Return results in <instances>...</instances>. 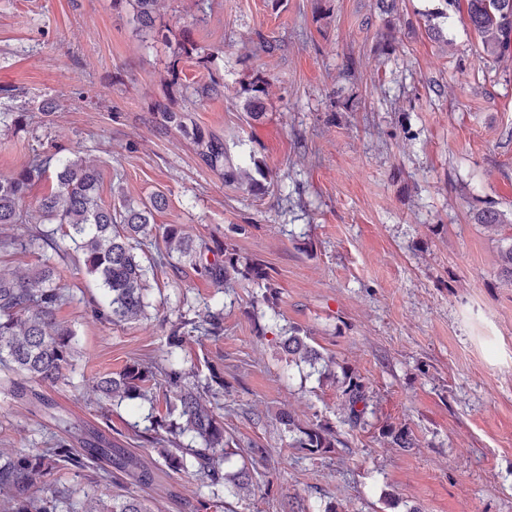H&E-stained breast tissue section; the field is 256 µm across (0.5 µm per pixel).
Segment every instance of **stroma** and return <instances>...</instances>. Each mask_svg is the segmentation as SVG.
Masks as SVG:
<instances>
[{
	"label": "stroma",
	"mask_w": 512,
	"mask_h": 512,
	"mask_svg": "<svg viewBox=\"0 0 512 512\" xmlns=\"http://www.w3.org/2000/svg\"><path fill=\"white\" fill-rule=\"evenodd\" d=\"M445 10L442 39L420 22ZM161 39L112 0H0V176L37 153L79 152L101 175L102 205L156 194L158 225L220 241L264 264L275 304L254 286L215 287L188 265L147 278L145 317L112 325L93 307L103 291L68 241L23 252L0 246V272L25 275L50 256L69 298L56 319L79 339L65 382L41 386L58 413L0 398V453L65 436L58 418L105 432L154 472L146 486L115 479L154 512H198L193 473L169 471L136 437L149 411L113 405L89 386L137 357L165 358L186 309L219 311L224 336L185 345L180 368L224 373V427L263 448L267 487L227 494L242 512H512V284L500 274L508 227L478 211L512 213V38L500 61L445 0H160ZM190 30L206 63L174 61ZM177 68L179 107L221 135L234 160L263 158L270 190L225 184L196 147L152 112ZM271 83L261 118L246 122L256 79ZM307 330L323 354L369 383L374 413L348 449L311 457L289 447L280 409L340 425L334 384L288 364L280 340ZM409 427L414 448L382 445L386 425Z\"/></svg>",
	"instance_id": "obj_1"
}]
</instances>
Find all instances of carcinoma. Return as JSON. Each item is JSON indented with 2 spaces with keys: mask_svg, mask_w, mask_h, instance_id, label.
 <instances>
[{
  "mask_svg": "<svg viewBox=\"0 0 512 512\" xmlns=\"http://www.w3.org/2000/svg\"><path fill=\"white\" fill-rule=\"evenodd\" d=\"M132 6L143 29H156L158 0H114ZM465 10L471 32L477 37L483 52L490 58L500 56L508 33L512 32V0H465ZM428 34H442L441 20L445 13L422 14ZM199 54L191 36L178 39L173 49L175 59ZM165 98L155 103V112L162 125L190 138L197 146V156L205 167L220 171L224 182L252 193L267 192L266 163L254 156L249 163L232 162L226 142L189 124L188 115L174 109L173 87L177 85L176 70H170ZM254 95L247 100L244 111L248 118L262 116L263 98L269 96L271 84L257 80ZM52 157L35 154L20 171L0 178V225L18 227L21 233L4 242V247L28 250L42 241L55 244L53 234H33L26 228L32 216L25 206L29 187L41 179ZM56 161V188L40 198L37 214L43 224H57L63 230L73 250L82 255L87 272L93 275L104 291V302L98 316L108 323L137 320L145 315L148 267L138 250L162 230L165 251L158 261L176 259L189 264L218 288H227L232 276L239 275L256 286L253 302L273 304L278 289L265 266L248 260L237 250L223 243L200 249L184 236L176 225L160 227L153 214L166 205L161 195L134 204L122 197L106 207L99 203L98 170L79 157ZM501 246V270L512 283V236ZM213 254L208 260L202 251ZM66 300L63 288L56 282L55 267L45 259L26 277L0 273V368L6 371L4 393L12 400H24L46 410L52 404L33 384H56L65 379V372L74 366L78 349L75 331L54 319V313ZM224 336V317L208 311L193 317L180 316L171 324L168 345L180 348L184 343L202 339L217 340ZM288 363L311 366L323 361L332 368L329 376L336 383L346 415L343 424L354 431L366 425L370 407L368 382L345 363L324 355L311 344L310 335L298 326L288 328V336L280 343ZM208 375L193 384L186 382V373L174 367L172 361L132 359L118 373L96 378L92 389L107 401L142 400L165 404L179 411L178 419L149 416V425L138 437L152 447L172 472L191 469L201 484L211 489L213 499L221 501L218 490L229 485L245 488L264 480L258 471L255 445L243 444L224 430V421L203 405L204 396L224 393V373L207 364ZM279 421L292 434L291 447L300 448L312 457L323 456L346 447L329 422L325 420L300 423L291 412L279 413ZM389 447L406 450L414 447L415 437L405 425L390 426L380 433ZM242 459L234 473L224 471L223 464L233 457ZM98 471L101 482L112 481L120 473L131 482L146 486L152 482V472L136 454L112 443L95 429L80 430L74 441L58 440L48 448H29L9 455H0V512H83L81 502L54 486L53 477L62 470ZM96 512H152L147 500L124 495L99 501Z\"/></svg>",
  "mask_w": 512,
  "mask_h": 512,
  "instance_id": "carcinoma-1",
  "label": "carcinoma"
}]
</instances>
